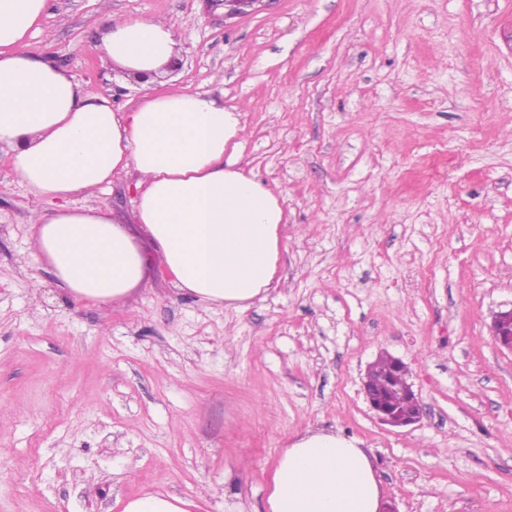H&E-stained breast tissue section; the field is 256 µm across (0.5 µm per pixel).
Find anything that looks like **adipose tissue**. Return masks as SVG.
<instances>
[{"mask_svg": "<svg viewBox=\"0 0 512 512\" xmlns=\"http://www.w3.org/2000/svg\"><path fill=\"white\" fill-rule=\"evenodd\" d=\"M48 0H0V146L15 180L53 202L30 222L34 257L76 301H124L157 263L201 303L244 307L271 286L285 221L279 197L239 168L244 126L236 107L171 86L145 91L124 112L52 58L23 52ZM99 49L125 71H160L179 52L162 18L108 17ZM135 172V221L157 251L103 207L78 197ZM381 488L355 440L306 431L281 450L265 512H380Z\"/></svg>", "mask_w": 512, "mask_h": 512, "instance_id": "adipose-tissue-1", "label": "adipose tissue"}]
</instances>
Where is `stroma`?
Masks as SVG:
<instances>
[{"instance_id":"obj_1","label":"stroma","mask_w":512,"mask_h":512,"mask_svg":"<svg viewBox=\"0 0 512 512\" xmlns=\"http://www.w3.org/2000/svg\"><path fill=\"white\" fill-rule=\"evenodd\" d=\"M162 17L179 69L154 84L238 106L239 165L284 201L272 288L247 308L159 269L83 305L32 257L39 202L0 149V512H264L306 430L360 442L397 512H512V0H49L26 51L122 110L143 90L96 49L107 16ZM444 174L425 180V167ZM135 174L78 207L132 233ZM401 359L424 405L382 425L363 383ZM195 503L185 497L176 495L145 494L127 500L122 512H189Z\"/></svg>"}]
</instances>
